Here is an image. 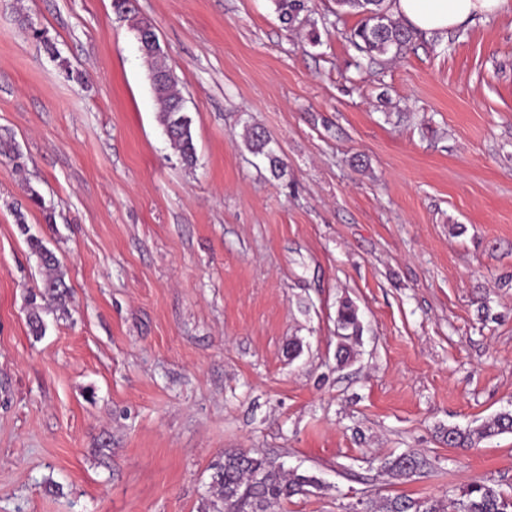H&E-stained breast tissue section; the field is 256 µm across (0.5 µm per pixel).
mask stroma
I'll return each instance as SVG.
<instances>
[{
	"label": "stroma",
	"instance_id": "stroma-1",
	"mask_svg": "<svg viewBox=\"0 0 512 512\" xmlns=\"http://www.w3.org/2000/svg\"><path fill=\"white\" fill-rule=\"evenodd\" d=\"M133 6L195 169L112 0H0V139L21 155H0V512H203L234 448L319 479L275 512L512 493V433L441 436L512 410V12L372 61L336 0H309L315 43L272 0ZM31 235L72 289L38 338ZM345 298L364 331L340 367ZM410 451L420 475L386 473ZM112 5L119 16L123 15L127 18L131 29L135 32L139 50L150 73L154 94L160 104L158 112L160 125L163 127L171 146L178 153L181 163L186 168H195L197 155L192 132V117L189 115V112H182L183 105L181 103L177 106L176 112H171L172 106L183 99L179 96V91L176 88L175 77L168 65L167 55L158 56L151 53L149 49L144 50L137 38L138 31H143L142 38L149 39L157 51H162L164 48L157 43L154 36L145 35L144 30L148 28L154 29L153 24L133 12L134 9H131L129 6V0H113ZM153 32L157 35L155 29ZM160 74L165 76L164 81L158 80ZM245 141L254 153L265 156L268 161L269 168L275 176L281 177L284 175L286 165L283 159L273 150L267 149L268 140L264 135V132L257 128H251L245 133Z\"/></svg>",
	"mask_w": 512,
	"mask_h": 512
}]
</instances>
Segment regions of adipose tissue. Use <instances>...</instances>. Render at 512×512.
<instances>
[{
	"mask_svg": "<svg viewBox=\"0 0 512 512\" xmlns=\"http://www.w3.org/2000/svg\"><path fill=\"white\" fill-rule=\"evenodd\" d=\"M512 6V0H394L396 15L422 32L446 31Z\"/></svg>",
	"mask_w": 512,
	"mask_h": 512,
	"instance_id": "adipose-tissue-1",
	"label": "adipose tissue"
}]
</instances>
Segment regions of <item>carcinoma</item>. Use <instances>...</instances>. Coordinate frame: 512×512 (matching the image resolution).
Returning a JSON list of instances; mask_svg holds the SVG:
<instances>
[{
	"label": "carcinoma",
	"mask_w": 512,
	"mask_h": 512,
	"mask_svg": "<svg viewBox=\"0 0 512 512\" xmlns=\"http://www.w3.org/2000/svg\"><path fill=\"white\" fill-rule=\"evenodd\" d=\"M273 2L281 21L287 27L294 28L304 22L302 14L308 11V0ZM336 4L347 6L362 15L360 24L350 33V39L357 48L369 54L383 55L392 49L399 54L418 35L415 29L392 19L388 0H336ZM112 5L118 15L127 18L133 31L153 28L149 20L133 12L130 0H112ZM141 53L160 104L159 123L181 163L192 169L197 164L193 120L187 112L171 111L172 106L181 101V97L167 56H158L144 49ZM245 141L254 153L265 156L275 176L284 175L286 165L280 156L267 148L268 140L264 132L251 128L245 133ZM28 242L45 272L41 287L29 291L26 313L30 334L38 338L46 331L44 315L48 307L66 310L69 288L53 252L34 236L29 237ZM336 322L341 336L336 359L343 366L352 358L349 341L363 332L358 309L352 301H341ZM505 433H512L511 410L499 412L472 429L450 427L444 432V437L450 447L471 448L484 439ZM425 466L426 461L412 452L384 460V469L398 478L408 479L418 475ZM319 486L320 481L312 475L300 473L296 469L285 472L274 462L253 457L241 448L226 450L224 460L214 467L212 488L216 489L218 501L211 502L210 508L212 512H270L272 507L295 495L307 494L310 489ZM454 508L455 512H512V497L494 483L475 480L454 502ZM364 512H448V503L436 497L411 498L397 495L386 497L377 505L371 501L366 502Z\"/></svg>",
	"instance_id": "1"
}]
</instances>
